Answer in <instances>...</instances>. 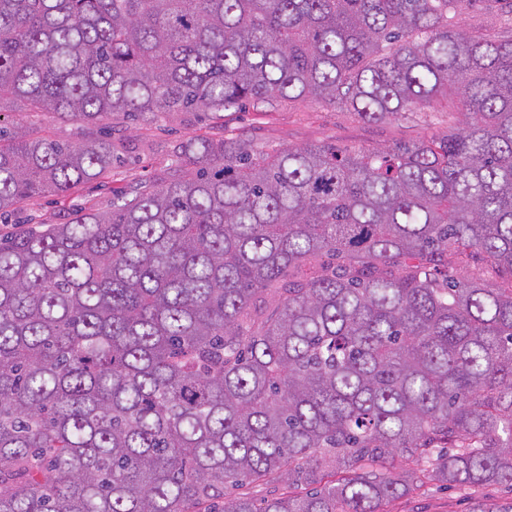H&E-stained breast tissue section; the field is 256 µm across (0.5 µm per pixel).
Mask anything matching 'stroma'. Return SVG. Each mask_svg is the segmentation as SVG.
<instances>
[{"mask_svg":"<svg viewBox=\"0 0 512 512\" xmlns=\"http://www.w3.org/2000/svg\"><path fill=\"white\" fill-rule=\"evenodd\" d=\"M453 121L449 107L427 108L404 117L366 122L355 113L315 101L276 102L247 106L215 120L197 112H176L151 126L113 120L114 135L124 153L111 174L82 184L64 196L36 198L26 203L25 217L61 224L83 204L107 208L113 195L137 188L146 179L163 181L181 142L222 132L242 134L260 146L288 147L333 142L347 149L387 148L398 142L442 135ZM512 505V490L501 486L472 488L445 486L435 481L414 484L403 496L390 500L385 512H473L477 504Z\"/></svg>","mask_w":512,"mask_h":512,"instance_id":"1","label":"stroma"}]
</instances>
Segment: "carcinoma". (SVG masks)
Segmentation results:
<instances>
[{"label":"carcinoma","mask_w":512,"mask_h":512,"mask_svg":"<svg viewBox=\"0 0 512 512\" xmlns=\"http://www.w3.org/2000/svg\"><path fill=\"white\" fill-rule=\"evenodd\" d=\"M477 0H0V219L112 172L90 126L455 97L385 150L242 136L190 172L0 234V512H381L410 472L512 488V28ZM275 307L267 309V302ZM285 491L255 499L242 481ZM508 18L511 19L508 21ZM453 22L468 32L496 36L509 23L512 24V17H506L489 8L488 3H482L474 8L463 9ZM23 124L33 137L50 133L57 138H73L76 132L75 125L57 119L47 123L41 121V117H31Z\"/></svg>","instance_id":"carcinoma-1"}]
</instances>
